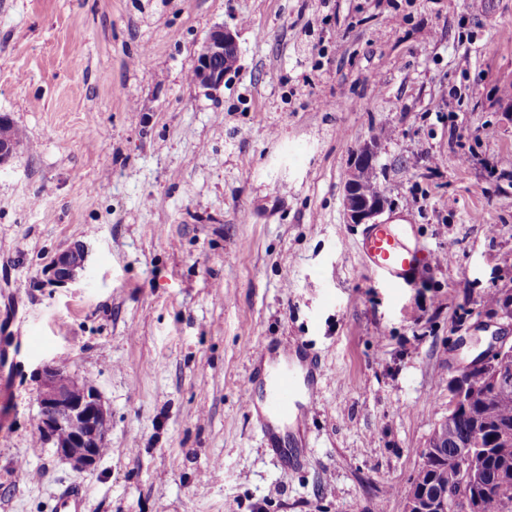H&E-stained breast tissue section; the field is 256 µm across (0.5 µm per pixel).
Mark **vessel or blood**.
<instances>
[{
    "label": "vessel or blood",
    "instance_id": "vessel-or-blood-1",
    "mask_svg": "<svg viewBox=\"0 0 512 512\" xmlns=\"http://www.w3.org/2000/svg\"><path fill=\"white\" fill-rule=\"evenodd\" d=\"M361 258L366 269L379 276L387 287L400 288L411 284L415 274L431 257L427 248L404 244L397 225L372 224L363 235ZM294 356L276 352L270 356L272 374L267 390L260 398H248V409H261L260 428L267 446L278 449L287 466H295L308 454V442L292 448L281 447L283 436L303 429L308 408L320 397L316 366L299 370L292 366V357H303V346H295ZM86 493L81 485L64 486L56 496V512H85Z\"/></svg>",
    "mask_w": 512,
    "mask_h": 512
}]
</instances>
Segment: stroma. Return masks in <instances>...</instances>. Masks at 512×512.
<instances>
[{
	"label": "stroma",
	"mask_w": 512,
	"mask_h": 512,
	"mask_svg": "<svg viewBox=\"0 0 512 512\" xmlns=\"http://www.w3.org/2000/svg\"><path fill=\"white\" fill-rule=\"evenodd\" d=\"M238 60L191 74L215 28ZM0 512H404L450 382L512 290V0H0ZM375 141L388 208L435 260L387 288L344 186ZM83 244L73 282L50 262ZM303 343L321 397L294 471L249 393ZM100 392L108 449L39 439L38 370ZM237 57V43L232 32L218 27L202 43L193 68L196 83L217 90L224 84L230 58ZM224 62V66H223ZM4 128H2L1 124V132L7 131L9 135L14 138L17 142H23L25 139L24 132L13 125L9 120L6 121V124H3ZM14 141H7L4 139H0V167L9 163V161L15 156L17 153L20 144ZM86 500V493L81 485H66L56 496V511L85 512Z\"/></svg>",
	"instance_id": "35a3bbf8"
}]
</instances>
